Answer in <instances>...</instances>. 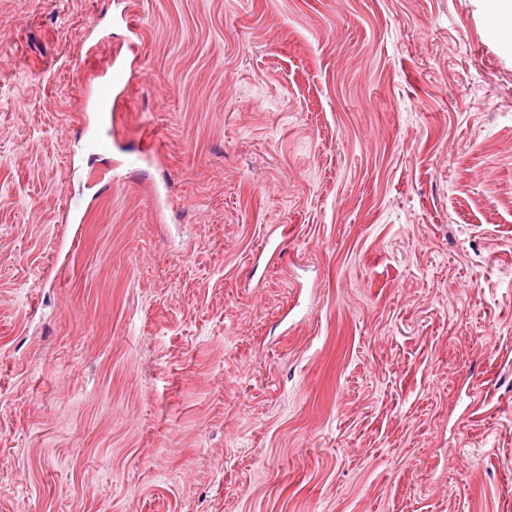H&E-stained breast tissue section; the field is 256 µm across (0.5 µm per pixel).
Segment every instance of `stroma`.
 <instances>
[{"label": "stroma", "mask_w": 512, "mask_h": 512, "mask_svg": "<svg viewBox=\"0 0 512 512\" xmlns=\"http://www.w3.org/2000/svg\"><path fill=\"white\" fill-rule=\"evenodd\" d=\"M117 3L0 0V512H512L495 0ZM93 103L98 112H112L115 104L112 93V80L101 81L89 89Z\"/></svg>", "instance_id": "obj_1"}]
</instances>
